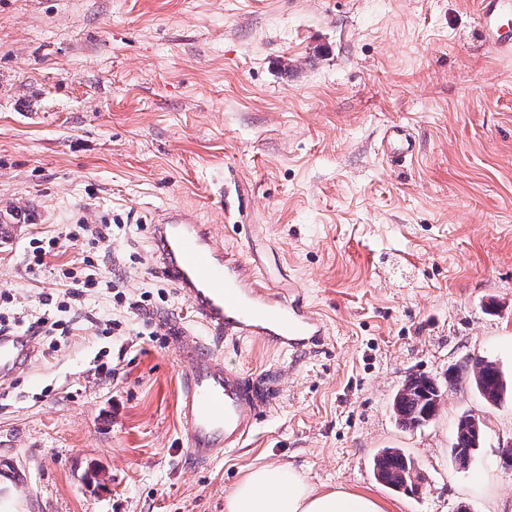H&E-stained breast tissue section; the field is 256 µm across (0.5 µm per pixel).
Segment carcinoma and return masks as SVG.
I'll return each instance as SVG.
<instances>
[{
    "mask_svg": "<svg viewBox=\"0 0 512 512\" xmlns=\"http://www.w3.org/2000/svg\"><path fill=\"white\" fill-rule=\"evenodd\" d=\"M463 383L472 386L489 405L499 404L512 392V383L496 363L485 359L471 358L465 365L448 370V389ZM444 392L445 388L433 378L411 376L396 393L392 403L393 412L403 427L420 428L435 417ZM483 436L480 417L472 414L460 416L452 440V447L459 449L456 460L460 467L469 464L472 450L480 446ZM374 471L384 484L405 489L412 485L415 461L397 448H385L374 459Z\"/></svg>",
    "mask_w": 512,
    "mask_h": 512,
    "instance_id": "obj_1",
    "label": "carcinoma"
}]
</instances>
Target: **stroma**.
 I'll return each instance as SVG.
<instances>
[{"label": "stroma", "mask_w": 512, "mask_h": 512, "mask_svg": "<svg viewBox=\"0 0 512 512\" xmlns=\"http://www.w3.org/2000/svg\"><path fill=\"white\" fill-rule=\"evenodd\" d=\"M477 0H0V291L31 322L55 315L82 267L145 296L77 307L134 328L43 336L30 371L0 387V475L27 512H224L253 467L290 465L320 490L369 492L391 512H512V399L445 392L409 430L404 379H444L482 356L512 377V54H489ZM408 125L416 155L379 149ZM244 192L255 235L228 201ZM191 212L215 241L295 285L327 323L301 360L251 337L213 340L247 377L283 371L270 416L212 465L181 442L182 365L168 323L188 306L156 272L152 227ZM108 218L111 246L67 237ZM112 367L98 371L100 363ZM485 438L468 467L450 446L461 414ZM399 448L419 491L379 481Z\"/></svg>", "instance_id": "35a3bbf8"}]
</instances>
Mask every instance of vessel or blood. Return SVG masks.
I'll use <instances>...</instances> for the list:
<instances>
[{"instance_id":"vessel-or-blood-1","label":"vessel or blood","mask_w":512,"mask_h":512,"mask_svg":"<svg viewBox=\"0 0 512 512\" xmlns=\"http://www.w3.org/2000/svg\"><path fill=\"white\" fill-rule=\"evenodd\" d=\"M477 19L490 52H512V20L502 0H479ZM380 150L402 163L414 157L416 138L408 126L392 124L383 131ZM152 242L159 275L177 288L204 329L200 336L183 329L172 339L185 361L178 407L182 444L198 463H213L240 447L269 406L248 377L225 364L208 336H252L302 356L323 343L326 324L297 289L268 286L253 264L229 257L192 214L167 211L154 226ZM35 353L34 336L0 332V381L25 372Z\"/></svg>"}]
</instances>
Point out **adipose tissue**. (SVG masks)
<instances>
[{"mask_svg":"<svg viewBox=\"0 0 512 512\" xmlns=\"http://www.w3.org/2000/svg\"><path fill=\"white\" fill-rule=\"evenodd\" d=\"M224 512H388L374 495L318 490L288 465L253 468L224 499Z\"/></svg>","mask_w":512,"mask_h":512,"instance_id":"ef3b65f1","label":"adipose tissue"}]
</instances>
